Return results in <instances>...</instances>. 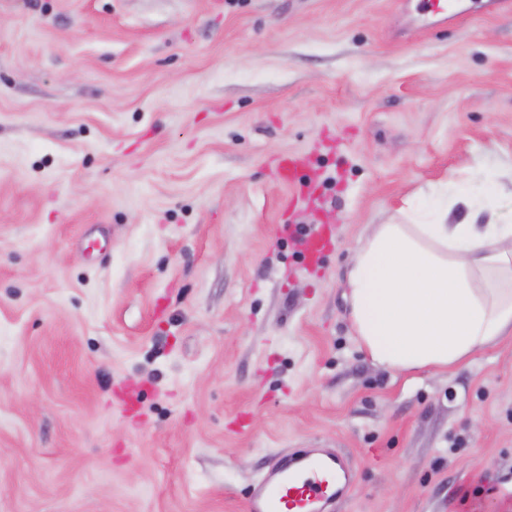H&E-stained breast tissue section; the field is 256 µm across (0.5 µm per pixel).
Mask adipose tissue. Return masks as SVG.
I'll return each instance as SVG.
<instances>
[{"mask_svg":"<svg viewBox=\"0 0 512 512\" xmlns=\"http://www.w3.org/2000/svg\"><path fill=\"white\" fill-rule=\"evenodd\" d=\"M462 202L454 224L373 225L348 266L352 333L377 368L445 372L512 335V219L494 217L490 191Z\"/></svg>","mask_w":512,"mask_h":512,"instance_id":"adipose-tissue-1","label":"adipose tissue"}]
</instances>
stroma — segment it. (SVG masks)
<instances>
[{
  "instance_id": "35a3bbf8",
  "label": "stroma",
  "mask_w": 512,
  "mask_h": 512,
  "mask_svg": "<svg viewBox=\"0 0 512 512\" xmlns=\"http://www.w3.org/2000/svg\"><path fill=\"white\" fill-rule=\"evenodd\" d=\"M454 3L0 0V512H248L299 448L329 512H512V337L393 376L341 286L405 203L512 213V0Z\"/></svg>"
}]
</instances>
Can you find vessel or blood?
Returning <instances> with one entry per match:
<instances>
[{
  "label": "vessel or blood",
  "mask_w": 512,
  "mask_h": 512,
  "mask_svg": "<svg viewBox=\"0 0 512 512\" xmlns=\"http://www.w3.org/2000/svg\"><path fill=\"white\" fill-rule=\"evenodd\" d=\"M352 478L344 455L299 449L257 482L249 512H325L329 502L346 493Z\"/></svg>",
  "instance_id": "obj_1"
}]
</instances>
